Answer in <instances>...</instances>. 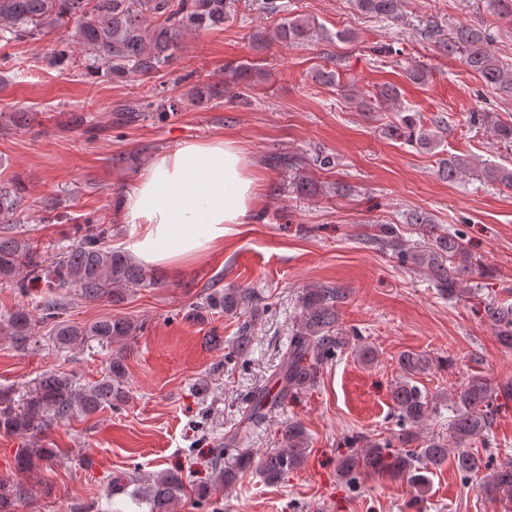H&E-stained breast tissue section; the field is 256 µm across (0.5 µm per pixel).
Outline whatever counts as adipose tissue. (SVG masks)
<instances>
[{"label": "adipose tissue", "mask_w": 512, "mask_h": 512, "mask_svg": "<svg viewBox=\"0 0 512 512\" xmlns=\"http://www.w3.org/2000/svg\"><path fill=\"white\" fill-rule=\"evenodd\" d=\"M259 178L236 141H186L157 156L125 197V223L138 227L131 249L153 266L211 257L255 212Z\"/></svg>", "instance_id": "ef3b65f1"}]
</instances>
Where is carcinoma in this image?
<instances>
[{
	"label": "carcinoma",
	"instance_id": "carcinoma-1",
	"mask_svg": "<svg viewBox=\"0 0 512 512\" xmlns=\"http://www.w3.org/2000/svg\"><path fill=\"white\" fill-rule=\"evenodd\" d=\"M407 0H355L358 10L384 17H395ZM226 0H0V40H33L48 34L56 35L51 64L73 62L76 47L84 52L81 66L86 71L101 70L114 79L147 76L171 66L181 39L189 33L208 31L224 26ZM323 32L308 19L294 17L280 22L274 39L288 45H299L320 38ZM450 56L461 57L466 66L483 81L498 90L512 94V76L488 49L485 33L470 23L459 24L443 45ZM250 65L240 63L230 70L226 87H196L192 100L201 103L214 96L227 95L232 101L248 102L249 85L241 76ZM399 88L394 84L381 86L373 99L362 101L366 109L379 108L395 101ZM474 123L491 126L496 141L512 146V123L492 119L486 112H473ZM448 130L445 116L438 115L425 124L414 114L400 116L392 126V136L403 139L423 152L436 151ZM475 171L483 182L512 188V165L491 161L474 164L467 155H452L440 161L439 175L454 181ZM22 185L11 181L0 185V280L11 279L25 293L34 288H75L86 300L105 295L117 301L131 289L155 286L158 280L137 264L128 254L114 250L106 243L110 230L98 227L85 234L62 259L47 262L26 238L17 235L10 224L22 202ZM407 223L418 226L426 235L428 245L421 250L405 248L403 238L392 224H378L368 241L382 251H390L403 262L421 270L436 284L441 294L450 298L464 294V277L472 273V262L462 239L439 229L423 212H412ZM346 292L328 284L313 286L302 297L296 332L288 340L281 362L267 384L255 388L251 409L243 429L259 424L268 408L304 389L311 388L323 366L341 354L352 340L339 328L341 304ZM256 292L250 288L215 289L205 297L203 307L234 315L241 310L257 311ZM66 303L48 295L35 308H17L0 318V335L16 345H27L37 324H52L54 336L62 347H69L95 337L116 343L136 335L140 326L125 318H106L89 326H79L64 319ZM485 312L499 343L512 348V303L490 304ZM252 348L251 322L245 321L229 345V355L242 359ZM401 376L391 398L398 430L388 436L355 435L347 438V451L338 459L339 477L355 489L367 475L387 474L402 479L415 490L428 483V474L448 462V440L460 451L454 456L461 474L476 473L486 468L479 455L464 449L472 440L488 437L498 399H512V381L494 383L474 374L459 389L452 401L453 419L448 424V438L425 439L420 430L431 412L433 398L422 390L417 375L429 369L424 355L406 353L399 361ZM124 357H112L102 379L80 385L72 376L61 373L41 378L35 392L16 408L13 393L0 389V430L11 434L37 436L53 423L66 421L77 414L91 415L104 407L127 399ZM302 430L289 425L284 430L283 447L254 459L241 455L220 468L217 481L231 487L238 474L252 466L269 483H278L302 463L300 447ZM62 454L59 448L41 446L20 450L15 463L20 471H31L41 461L49 462ZM112 497L125 495L136 512H172L173 504L186 494L184 475L164 470L152 475H118L110 480ZM483 490L489 495L512 496V456L504 454L484 476ZM26 494L24 488L0 475V512H13L15 503Z\"/></svg>",
	"mask_w": 512,
	"mask_h": 512
}]
</instances>
